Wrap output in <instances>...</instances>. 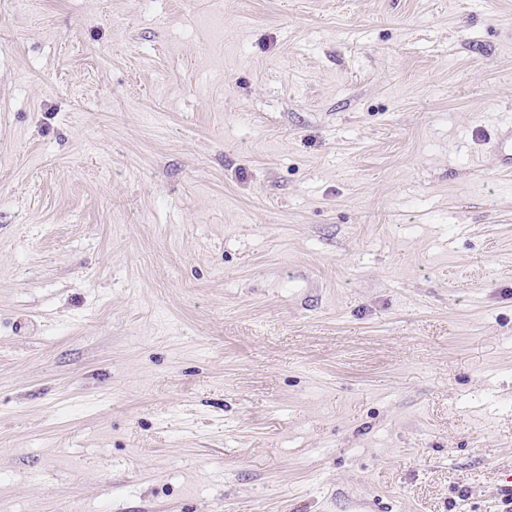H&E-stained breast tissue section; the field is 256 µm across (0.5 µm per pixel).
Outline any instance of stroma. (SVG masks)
Returning <instances> with one entry per match:
<instances>
[{
	"instance_id": "obj_1",
	"label": "stroma",
	"mask_w": 512,
	"mask_h": 512,
	"mask_svg": "<svg viewBox=\"0 0 512 512\" xmlns=\"http://www.w3.org/2000/svg\"><path fill=\"white\" fill-rule=\"evenodd\" d=\"M512 0H0V512H502ZM490 150L496 157L501 171L512 173V128H504L496 132L489 141Z\"/></svg>"
}]
</instances>
